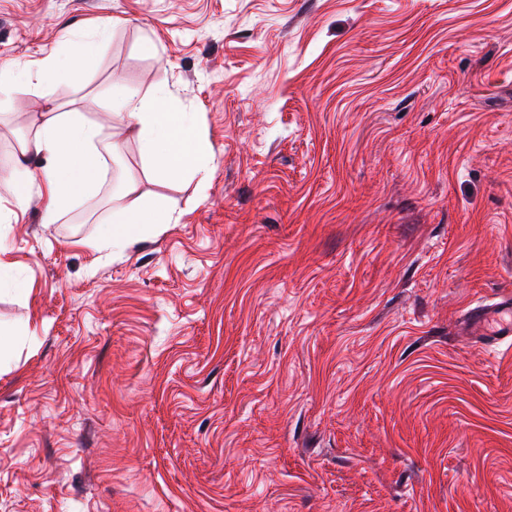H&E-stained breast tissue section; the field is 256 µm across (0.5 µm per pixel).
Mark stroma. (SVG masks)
Wrapping results in <instances>:
<instances>
[{
    "mask_svg": "<svg viewBox=\"0 0 512 512\" xmlns=\"http://www.w3.org/2000/svg\"><path fill=\"white\" fill-rule=\"evenodd\" d=\"M94 36L44 93L168 88L213 169L122 136L48 224L0 98V512H512V353L462 327L512 294V0H0V67ZM130 177L180 222L84 246Z\"/></svg>",
    "mask_w": 512,
    "mask_h": 512,
    "instance_id": "35a3bbf8",
    "label": "stroma"
}]
</instances>
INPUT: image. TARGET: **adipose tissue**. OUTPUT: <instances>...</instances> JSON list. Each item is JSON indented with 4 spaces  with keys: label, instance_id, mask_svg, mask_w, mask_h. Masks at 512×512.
I'll return each instance as SVG.
<instances>
[{
    "label": "adipose tissue",
    "instance_id": "1",
    "mask_svg": "<svg viewBox=\"0 0 512 512\" xmlns=\"http://www.w3.org/2000/svg\"><path fill=\"white\" fill-rule=\"evenodd\" d=\"M97 48L95 40L82 39L76 43L70 60L50 54L31 61L25 70L35 78L37 86L51 84L66 63H80ZM172 99L166 89L143 95L121 88L112 108L125 115L126 128L136 135L142 159L156 176L190 178L206 184L211 146L198 131L196 113L174 108ZM117 146V141L105 140L102 123L87 121L76 111H58L54 103H46L40 120L24 138L10 174L16 202L25 204L32 194H39L45 201V223H56L75 198L100 182L105 172L104 153ZM136 193V181L127 179L119 192L124 205L113 209L110 224L91 241V248L102 250L129 244L146 224L162 230L179 223L180 213L162 203H140Z\"/></svg>",
    "mask_w": 512,
    "mask_h": 512
}]
</instances>
